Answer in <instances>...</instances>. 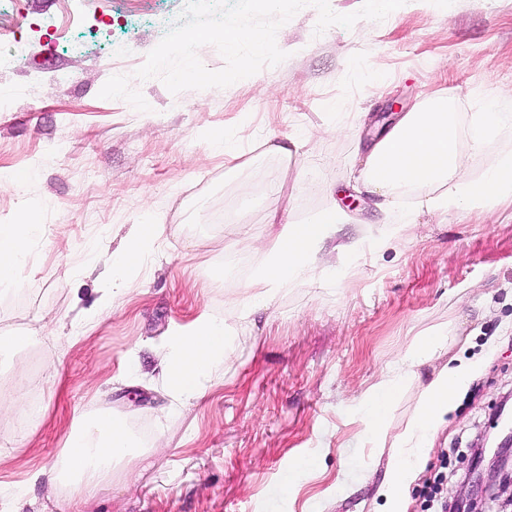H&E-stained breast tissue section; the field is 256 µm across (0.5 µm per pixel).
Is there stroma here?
<instances>
[{
    "instance_id": "1",
    "label": "stroma",
    "mask_w": 512,
    "mask_h": 512,
    "mask_svg": "<svg viewBox=\"0 0 512 512\" xmlns=\"http://www.w3.org/2000/svg\"><path fill=\"white\" fill-rule=\"evenodd\" d=\"M182 0H0V224L44 212L17 288L0 292V337L32 344L0 359V441L18 447L0 482H19L59 455L79 414L109 412L149 445L127 458L80 512H385L378 488L391 448L424 385L447 358L476 363L407 512L454 503L470 443L512 391V200L440 218L421 200L434 185L401 189L396 215L412 229L381 247L384 216L354 179L369 145L415 105L447 99L457 118L462 172L480 175L512 151V129L484 151L468 140L471 113L512 90V0H407L382 22L315 35V7L277 33L287 59L217 89L171 93L139 84L136 112L98 93L136 70L183 9ZM227 133L237 157L205 135ZM309 140L286 157L268 138ZM336 206L351 219L338 238L335 282L313 276L281 288L248 320L236 301L256 267L269 218L302 222ZM162 218L160 247L95 327L74 340L98 297L113 249L146 212ZM255 249L225 252L232 229ZM223 318L233 356L205 402L165 416L156 348L202 309ZM448 328L446 357L406 382L377 443L362 435L367 390L419 332ZM138 349L140 369L127 362ZM44 412L42 420L31 408ZM293 492H285V482Z\"/></svg>"
}]
</instances>
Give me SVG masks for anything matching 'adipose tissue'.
Wrapping results in <instances>:
<instances>
[{"label": "adipose tissue", "instance_id": "1", "mask_svg": "<svg viewBox=\"0 0 512 512\" xmlns=\"http://www.w3.org/2000/svg\"><path fill=\"white\" fill-rule=\"evenodd\" d=\"M511 128L512 108L490 100L483 111L470 117V146L483 150ZM461 164L455 115L447 100L438 99L402 114L370 147L359 178L367 192L377 195V206L384 212L390 209L394 189L422 184L440 187V194L429 198L426 206L442 215L452 210L487 209L512 198L511 151L501 153L496 164L476 178L462 177ZM346 221L343 212L330 209L301 224L278 225L266 248V262L248 283L247 295L237 303L239 318L249 319L258 307L271 304L285 285L308 280L322 251L335 243ZM42 222V212L31 206L17 223L0 224L1 288L19 284L30 240L39 233ZM157 248L155 219L133 225L116 252L109 287L102 289L95 306L84 315V329L96 325L121 286L142 273ZM446 340L447 331L442 327L418 334L405 361L370 389L364 398L365 438L376 437L404 383L416 377L417 366L441 351ZM229 347L223 320L206 310L190 325L171 328L162 348L160 370L172 408L198 402L216 385L224 374ZM472 370V364L463 361L445 365L425 387L389 458L382 490L389 512H406L413 472ZM136 446L127 422L105 414L84 421L79 433L69 435L50 468L34 471L30 479L35 482L45 477L54 485L67 487L75 501L91 497L111 482L115 466Z\"/></svg>", "mask_w": 512, "mask_h": 512}]
</instances>
